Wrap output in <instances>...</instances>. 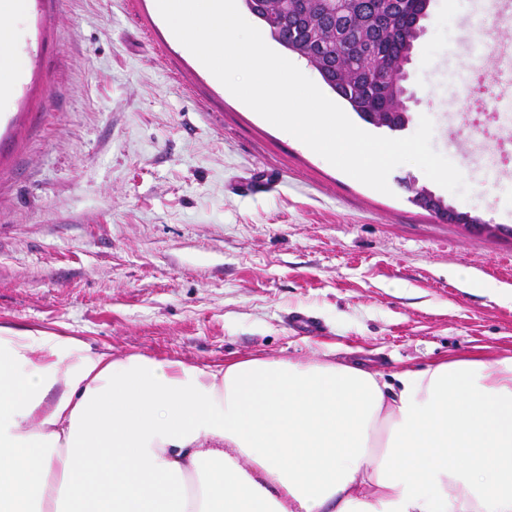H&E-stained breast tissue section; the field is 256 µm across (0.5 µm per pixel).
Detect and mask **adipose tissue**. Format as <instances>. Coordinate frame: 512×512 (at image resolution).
<instances>
[{
  "label": "adipose tissue",
  "instance_id": "1",
  "mask_svg": "<svg viewBox=\"0 0 512 512\" xmlns=\"http://www.w3.org/2000/svg\"><path fill=\"white\" fill-rule=\"evenodd\" d=\"M0 512H512V356L387 379L0 336Z\"/></svg>",
  "mask_w": 512,
  "mask_h": 512
}]
</instances>
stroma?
Returning <instances> with one entry per match:
<instances>
[{
	"mask_svg": "<svg viewBox=\"0 0 512 512\" xmlns=\"http://www.w3.org/2000/svg\"><path fill=\"white\" fill-rule=\"evenodd\" d=\"M485 15L431 0L407 66V106L432 119L463 200L411 164L387 194L342 172L204 69L156 0H18L0 44L22 75L0 102V328L201 367L325 345L385 376L511 356L496 291L512 289V237L409 201L424 187L512 227V143L453 134L501 91L492 57L471 56Z\"/></svg>",
	"mask_w": 512,
	"mask_h": 512,
	"instance_id": "35a3bbf8",
	"label": "stroma"
}]
</instances>
